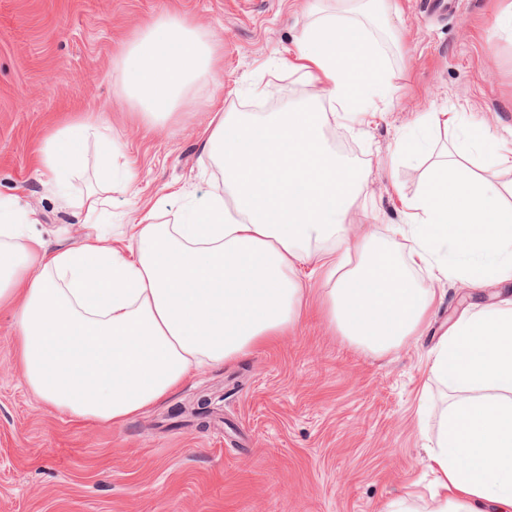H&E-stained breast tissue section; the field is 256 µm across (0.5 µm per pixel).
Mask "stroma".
I'll return each instance as SVG.
<instances>
[{"mask_svg": "<svg viewBox=\"0 0 512 512\" xmlns=\"http://www.w3.org/2000/svg\"><path fill=\"white\" fill-rule=\"evenodd\" d=\"M398 46L383 44L393 73L388 109L364 128L328 121V147L365 165L371 200L360 223L380 248L405 258L388 228L403 223L429 156L390 168L399 137L428 112L457 111L512 151V29L498 25L512 0H396ZM165 12L188 16L218 46L220 91L198 82L191 101L144 130L119 94L125 45ZM309 22L304 0H0V198L39 218L48 249L86 229L64 194L45 187L31 162L35 141L83 113L105 112L134 186L112 183V232L135 223L139 205L182 214L171 189L204 196L224 175L205 157L212 112L268 115L309 101L289 60ZM297 328L276 343L204 367L122 426L55 411L26 386L14 320L0 309V512H381L405 485L428 483L424 446L435 419L420 420L449 391L428 372L429 348L467 305L459 284H436L425 333L379 357L335 334L319 311V283Z\"/></svg>", "mask_w": 512, "mask_h": 512, "instance_id": "1", "label": "stroma"}]
</instances>
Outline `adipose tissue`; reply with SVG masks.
Instances as JSON below:
<instances>
[{
    "mask_svg": "<svg viewBox=\"0 0 512 512\" xmlns=\"http://www.w3.org/2000/svg\"><path fill=\"white\" fill-rule=\"evenodd\" d=\"M390 0H318L291 62L324 90L334 119L376 117L392 73L380 35ZM217 46L187 18L165 14L125 46L120 91L144 128L167 119L201 78L215 77ZM85 114L42 138L35 155L47 185L85 166L72 142L95 134ZM207 159L226 194L191 199L177 224L145 209L116 237L94 227L112 204L103 184L116 146L101 139L98 187L76 202L90 232L50 250L25 225L34 211L0 198V307L14 312L25 383L56 411L122 426L165 398L193 370L249 355L293 329L312 265L322 312L351 343L384 356L422 335L431 281L474 289L512 282V167L486 128L471 125L443 147L421 191L403 198L398 228L412 247L402 263L378 256L354 217L367 171L337 160L320 114L306 105L268 117L217 112ZM425 271L428 286L416 285ZM429 372L452 395L426 449L428 493L405 491L384 512H512V300L468 304L429 352Z\"/></svg>",
    "mask_w": 512,
    "mask_h": 512,
    "instance_id": "adipose-tissue-1",
    "label": "adipose tissue"
}]
</instances>
